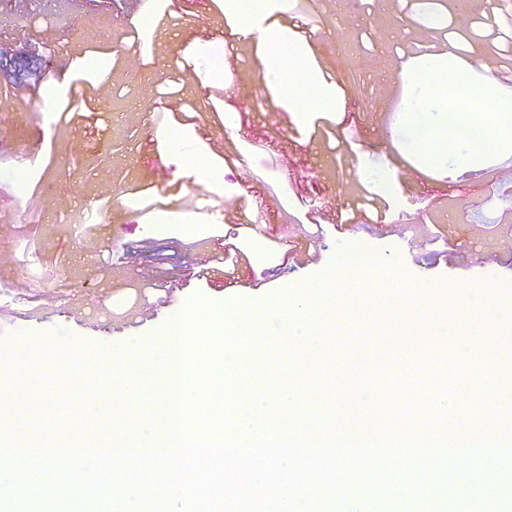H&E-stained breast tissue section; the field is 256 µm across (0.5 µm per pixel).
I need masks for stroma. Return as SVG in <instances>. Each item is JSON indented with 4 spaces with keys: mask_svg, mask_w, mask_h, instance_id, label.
Listing matches in <instances>:
<instances>
[{
    "mask_svg": "<svg viewBox=\"0 0 512 512\" xmlns=\"http://www.w3.org/2000/svg\"><path fill=\"white\" fill-rule=\"evenodd\" d=\"M311 12L307 31L292 14L272 21L336 90L335 107L299 115L224 0L181 16L172 0L149 15L133 0H0V190L12 198L0 214V394L13 393L14 371L29 375L23 428L0 408V440L134 449L141 424L163 430L154 354L172 313L194 298L202 340L242 315L264 331L238 401L278 384L290 392L285 411L307 419L398 428L415 400L433 437L452 424L512 430V398L496 391L498 368L512 366V133L496 154L469 162L459 143L426 164L423 135L444 133L446 115L405 79L449 52L501 63L502 44L449 40L442 0H313ZM59 53L68 72L53 66ZM49 85L58 92L47 102ZM257 85L262 95L243 105L240 91ZM161 98L171 103L164 122ZM47 103L69 113L51 117L36 149ZM320 117L328 136L314 132ZM75 140L80 151L67 155ZM196 155L234 204L277 186L262 224L235 208L220 225L188 214L210 190ZM362 194L387 203L386 221L353 233L340 213ZM232 224L241 231L229 253ZM358 250L369 263L338 266ZM227 271L234 287L219 281ZM298 328L310 343L293 340ZM133 341L144 362L134 391L119 371ZM443 397L461 408L440 410ZM60 400L70 413H56Z\"/></svg>",
    "mask_w": 512,
    "mask_h": 512,
    "instance_id": "obj_1",
    "label": "stroma"
}]
</instances>
